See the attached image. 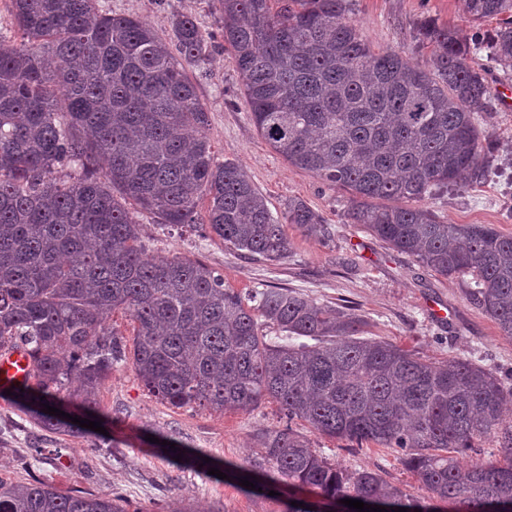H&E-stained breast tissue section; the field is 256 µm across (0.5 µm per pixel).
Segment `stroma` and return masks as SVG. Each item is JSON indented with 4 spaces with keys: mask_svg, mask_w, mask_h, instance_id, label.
Listing matches in <instances>:
<instances>
[{
    "mask_svg": "<svg viewBox=\"0 0 512 512\" xmlns=\"http://www.w3.org/2000/svg\"><path fill=\"white\" fill-rule=\"evenodd\" d=\"M112 14L139 17L159 34L168 35L172 18L191 15L212 34L214 48L206 69L187 74L205 104V134L219 160L238 163L265 196L274 216L289 199L300 198L332 228L322 240L285 225L291 249L287 259L253 258L211 233L176 230L142 216V240L156 258L183 256L214 268L225 287L247 294L270 286L290 288L330 308L353 306L366 322L365 336L397 343L432 362L452 358L502 372L512 370V339L467 294L468 281L446 278L406 254L389 247L362 226L350 223L345 210L349 194L321 183L275 153L258 134L247 112L241 84L217 23L212 0H96ZM349 18L379 48H393L409 63L428 67L430 49L415 38L419 22L430 18L469 36L490 31L476 26L465 0H349ZM484 68L489 106L478 118L489 136L488 174L480 182L436 193L423 200L438 220L452 224H492L512 235V109L500 92L512 90V71L504 72L485 52L472 56ZM446 310V318L435 315ZM99 421L107 435L100 447L89 438L59 435L28 421L8 398L0 396V478H40L64 493L122 496L127 512H282V497L245 492L229 480L193 468L191 456L203 451L216 468L245 463L261 435L283 428L277 403L220 414L162 403L143 386L131 363L114 366L97 391ZM317 452L352 469H379L382 478L413 495H422L418 481L399 463L392 449L369 444L344 449L341 441L313 432L303 422L291 425ZM168 437L185 450L182 460L161 455L154 438Z\"/></svg>",
    "mask_w": 512,
    "mask_h": 512,
    "instance_id": "1",
    "label": "stroma"
}]
</instances>
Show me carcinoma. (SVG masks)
<instances>
[{
  "instance_id": "carcinoma-1",
  "label": "carcinoma",
  "mask_w": 512,
  "mask_h": 512,
  "mask_svg": "<svg viewBox=\"0 0 512 512\" xmlns=\"http://www.w3.org/2000/svg\"><path fill=\"white\" fill-rule=\"evenodd\" d=\"M250 120L288 163L350 193L348 218L446 277L512 338V235L492 224H446L417 203L485 178L490 143L476 116L489 87L471 47L512 68V0H466L467 39L431 19L417 29L434 68L377 49L346 17L347 0H214ZM20 41L0 38V350L24 345L31 384L11 401L41 428H85L41 412L65 383L97 409L98 385L126 357L112 327L137 324L132 366L147 391L176 408L224 413L271 399L288 422L393 448L427 495L373 469L351 470L291 426L266 432L226 475L267 494L288 485L318 497L285 512H356L376 499L407 512L512 508V374L464 360L432 363L380 338L365 320L286 288L251 298L186 257L148 256L138 216L170 228L202 224L224 244L269 261L288 257L284 225L331 236L303 200L283 216L239 165L215 156L208 112L184 65L212 44L188 16L159 34L137 17L102 14L95 0H11ZM207 200L206 218L198 206ZM389 200L391 206H380ZM272 327L281 336L262 334ZM491 440L499 460H468ZM0 512H127L117 496L62 493L0 479Z\"/></svg>"
}]
</instances>
